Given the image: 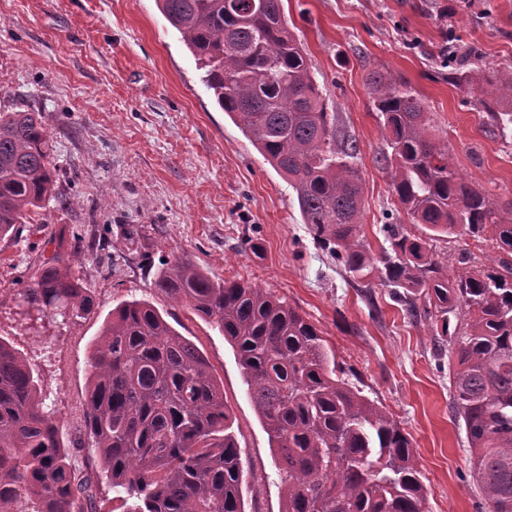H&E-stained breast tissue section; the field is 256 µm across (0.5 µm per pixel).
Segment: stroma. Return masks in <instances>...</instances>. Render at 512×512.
I'll use <instances>...</instances> for the list:
<instances>
[{"label":"stroma","instance_id":"stroma-1","mask_svg":"<svg viewBox=\"0 0 512 512\" xmlns=\"http://www.w3.org/2000/svg\"><path fill=\"white\" fill-rule=\"evenodd\" d=\"M341 135L356 142L364 184L362 232L372 253L382 225L411 222L382 161L383 119L365 78L388 68L423 101L435 139L497 200L512 198V132L488 123L477 92L456 85L467 54L512 66V0H283ZM44 114L59 200L0 240V339L39 378L45 411L77 450L89 357L113 308L148 301L207 358L224 388L243 466L245 512H281L274 450L246 394L236 353L210 322L152 286L164 261L183 256L216 280L270 289L313 322L350 380L408 434L428 488L426 512H486L471 451L450 405L448 358L427 322L406 316L379 280L352 276L317 245L295 194L215 103L196 61L156 0H0V113ZM141 224L138 244L122 229ZM91 235L74 272L93 311L75 323L29 319L15 296L41 257ZM252 246H244V238ZM442 271L461 254L490 265L493 242L434 241Z\"/></svg>","mask_w":512,"mask_h":512}]
</instances>
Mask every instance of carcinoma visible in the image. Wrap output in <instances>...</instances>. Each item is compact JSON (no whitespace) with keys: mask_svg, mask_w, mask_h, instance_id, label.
<instances>
[{"mask_svg":"<svg viewBox=\"0 0 512 512\" xmlns=\"http://www.w3.org/2000/svg\"><path fill=\"white\" fill-rule=\"evenodd\" d=\"M217 105L236 119L296 194L315 242L352 275L380 284L412 318L449 337L454 417L472 451L473 483L488 512H512V200L469 182L435 142L417 93L399 74L366 84L383 118L391 188L426 237L383 226L388 249L363 240L364 188L355 142L339 135L282 0H158ZM457 73L476 86L489 125L512 126V69ZM53 146L43 113H0V239L56 195ZM491 239L507 257L464 265L449 281L429 241ZM81 247L41 260L20 293L27 314L74 321L94 306L72 270ZM153 288L186 302L236 352L276 448L282 512H426L427 488L411 439L345 377L319 329L268 289L217 282L176 257ZM456 324H451V319ZM224 390L207 359L148 302L112 310L90 357L84 437L99 468L83 473L61 446V419L43 412L38 377L0 341V512H97L107 482L126 512H244L240 452Z\"/></svg>","mask_w":512,"mask_h":512,"instance_id":"cac0c4a2","label":"carcinoma"}]
</instances>
